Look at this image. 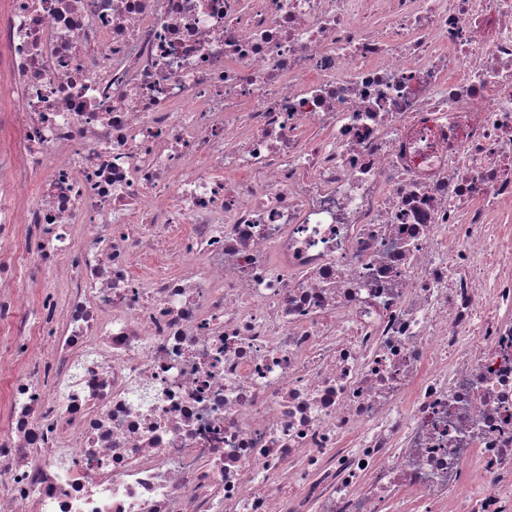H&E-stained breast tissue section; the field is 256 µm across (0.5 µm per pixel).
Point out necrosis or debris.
Returning a JSON list of instances; mask_svg holds the SVG:
<instances>
[{"instance_id":"1","label":"necrosis or debris","mask_w":512,"mask_h":512,"mask_svg":"<svg viewBox=\"0 0 512 512\" xmlns=\"http://www.w3.org/2000/svg\"><path fill=\"white\" fill-rule=\"evenodd\" d=\"M0 330V512H512V0H0Z\"/></svg>"}]
</instances>
